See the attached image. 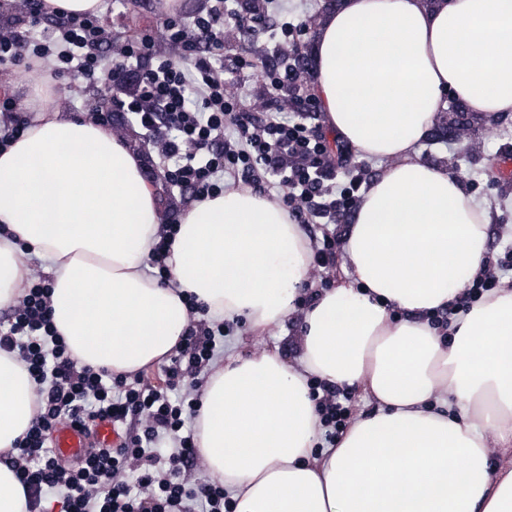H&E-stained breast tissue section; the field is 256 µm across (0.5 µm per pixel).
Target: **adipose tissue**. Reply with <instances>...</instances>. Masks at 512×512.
I'll return each instance as SVG.
<instances>
[{"label": "adipose tissue", "instance_id": "obj_1", "mask_svg": "<svg viewBox=\"0 0 512 512\" xmlns=\"http://www.w3.org/2000/svg\"><path fill=\"white\" fill-rule=\"evenodd\" d=\"M312 72L324 121L382 170L343 232L347 279L303 313L299 356L262 349L215 364L196 417L200 456L233 512H512V289L449 326L438 312L490 266L492 215L420 146L452 96L512 114V0H343L320 19ZM36 59L26 129L0 150V308L34 270L81 364L133 374L190 323L282 325L311 271L287 207L227 186L178 217L167 284L145 271L160 199L143 156L74 114ZM360 387L366 412L325 443L308 381ZM37 386L0 352V452L34 417Z\"/></svg>", "mask_w": 512, "mask_h": 512}]
</instances>
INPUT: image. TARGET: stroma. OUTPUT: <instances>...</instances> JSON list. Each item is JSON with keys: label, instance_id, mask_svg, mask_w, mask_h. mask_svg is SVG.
<instances>
[{"label": "stroma", "instance_id": "1", "mask_svg": "<svg viewBox=\"0 0 512 512\" xmlns=\"http://www.w3.org/2000/svg\"><path fill=\"white\" fill-rule=\"evenodd\" d=\"M326 0H275V7L260 21L245 22L240 28L239 41L236 45L224 47L221 56L225 71L240 70L241 61H250L251 47H262L265 50L280 43L299 46L302 52H309L315 37V31L306 26L309 15L320 12ZM215 0H181L177 11L165 8L164 0H112L101 15L103 27L109 32L114 44L123 43L128 39V30L132 25L133 16H140V35L151 36L160 52H167L164 39L165 23L170 15L180 16L184 21L206 15ZM291 22L295 26L292 37H283L281 25ZM243 71V70H240ZM243 81L234 83L235 93L245 99L247 108H254L256 102H263L265 111L284 112L292 116V109L282 108L280 96L270 93L265 79V69L252 66L244 70ZM112 123L123 129L127 141L133 148L141 149L146 158V175L155 177L163 175L168 164L167 159L150 147L148 134L134 122L131 115L113 111ZM512 145V115L504 117L497 129H488L480 124L470 142H441L434 138H426L421 147L424 158L446 165L450 172L464 177L470 192L480 203L495 207L502 206L503 212L491 224L488 234L487 249L497 277L508 274L507 264L512 263V212L505 210L504 202L512 200V179L503 178L498 161L503 148ZM346 278L341 264L329 268H313L305 285L306 293L298 297L297 310L284 325L268 329L264 332L250 330L242 321L232 323L224 338L225 354L246 357L259 349H271L281 353L288 360H296L299 355L297 338L301 326V311L306 307L307 293L336 287Z\"/></svg>", "mask_w": 512, "mask_h": 512}]
</instances>
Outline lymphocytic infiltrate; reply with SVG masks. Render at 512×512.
Wrapping results in <instances>:
<instances>
[{"label":"lymphocytic infiltrate","mask_w":512,"mask_h":512,"mask_svg":"<svg viewBox=\"0 0 512 512\" xmlns=\"http://www.w3.org/2000/svg\"><path fill=\"white\" fill-rule=\"evenodd\" d=\"M43 0H28L21 29L0 36V66H18L33 58L55 57V77H72L94 86L110 82L121 89L126 69L139 63L138 89L131 100L113 97L111 107L134 114L138 125L153 134L168 129L163 154L170 165L165 177L193 199L212 197L224 174L239 177L268 196L279 198L301 224L320 217L336 221L350 212L357 185L334 191L335 164L324 136L305 123L278 113L258 116L245 111L228 95L222 63L198 54V44L221 47L224 31L238 23L239 14L218 0L215 8L192 23L170 20L168 41L178 58L154 55L148 39L124 44L116 68H105L102 46L108 36L98 16H67L61 27L39 31ZM111 107L96 114L107 122ZM51 283L32 280L20 303L0 322V350L15 353L37 385L36 413L21 441L0 455L23 485L29 512H42L48 495L60 494L61 512H232L223 486L203 480L190 485L181 474L195 460L188 423L195 418L198 398L185 381L195 378L217 355L223 327L189 323L179 347L165 369L166 385L157 389L140 380L112 374L104 368L79 364L52 321ZM321 424L339 431L350 422L343 389L313 383ZM145 415L150 423L137 434H125L113 448H90L78 462L58 460L47 441L59 424L93 434L98 422L127 424ZM178 439L177 452L162 456L164 437ZM136 478L114 482L118 470Z\"/></svg>","instance_id":"f902f5d3"}]
</instances>
